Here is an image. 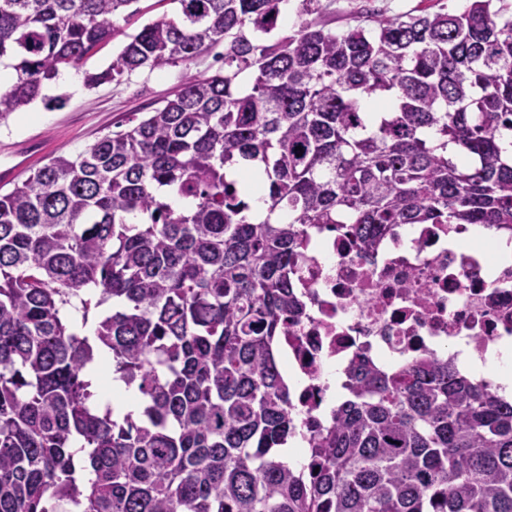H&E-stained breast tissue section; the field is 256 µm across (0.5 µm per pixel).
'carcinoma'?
Segmentation results:
<instances>
[{
  "label": "carcinoma",
  "instance_id": "1",
  "mask_svg": "<svg viewBox=\"0 0 512 512\" xmlns=\"http://www.w3.org/2000/svg\"><path fill=\"white\" fill-rule=\"evenodd\" d=\"M136 2L0 0V119ZM168 2L85 86L220 43L224 70L0 196V512H512V403L446 360L363 367L300 468L274 350L312 226L364 248L386 224L512 228V3L357 5L333 30L298 0L282 35L283 0ZM101 375L141 411L117 414ZM112 397L118 399V407L122 413H138L142 400L135 388H128L122 381L112 378Z\"/></svg>",
  "mask_w": 512,
  "mask_h": 512
}]
</instances>
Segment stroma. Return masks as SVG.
I'll return each instance as SVG.
<instances>
[{
	"label": "stroma",
	"instance_id": "1",
	"mask_svg": "<svg viewBox=\"0 0 512 512\" xmlns=\"http://www.w3.org/2000/svg\"><path fill=\"white\" fill-rule=\"evenodd\" d=\"M139 7L140 14L123 25L121 35L104 44L82 69L76 70L75 83L64 85L55 80L46 86L45 93L53 97V104L38 100L0 120V169L13 166L16 148L31 142L35 149L20 172L21 177H28L52 157L75 155L104 135L128 129L162 100L173 97L186 77L222 72L220 55L224 48L219 45L187 64L153 72L143 70L119 84L86 88L82 81L85 72L105 69L126 44L128 35L172 11L168 0H140Z\"/></svg>",
	"mask_w": 512,
	"mask_h": 512
}]
</instances>
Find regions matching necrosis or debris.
<instances>
[{
	"instance_id": "obj_1",
	"label": "necrosis or debris",
	"mask_w": 512,
	"mask_h": 512,
	"mask_svg": "<svg viewBox=\"0 0 512 512\" xmlns=\"http://www.w3.org/2000/svg\"><path fill=\"white\" fill-rule=\"evenodd\" d=\"M467 224H391L372 247L357 248L345 224L310 229L325 255L307 248L294 277L304 314L289 321L279 357L298 378L293 413L306 437L327 429L329 377L368 364L401 371L420 356L459 360L458 343L477 354L512 340V230L466 246Z\"/></svg>"
}]
</instances>
